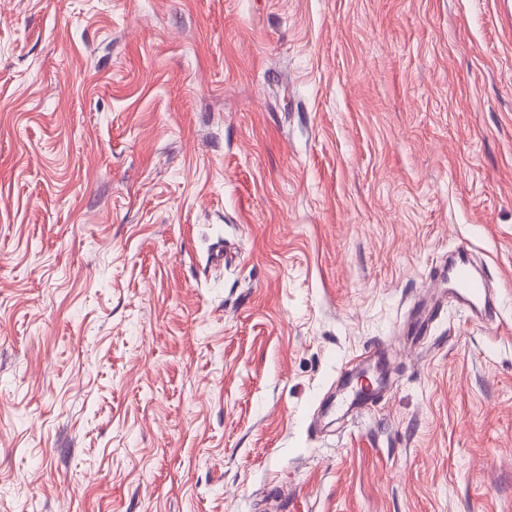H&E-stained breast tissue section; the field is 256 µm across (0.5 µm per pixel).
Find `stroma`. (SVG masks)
I'll return each instance as SVG.
<instances>
[{
  "mask_svg": "<svg viewBox=\"0 0 512 512\" xmlns=\"http://www.w3.org/2000/svg\"><path fill=\"white\" fill-rule=\"evenodd\" d=\"M0 512H512V0H0ZM457 258L448 267L452 282H454L455 298L462 307L470 312H479L484 321L493 322L497 317V306L487 282L483 276L476 275L468 260L470 250L464 246L456 248Z\"/></svg>",
  "mask_w": 512,
  "mask_h": 512,
  "instance_id": "35a3bbf8",
  "label": "stroma"
}]
</instances>
